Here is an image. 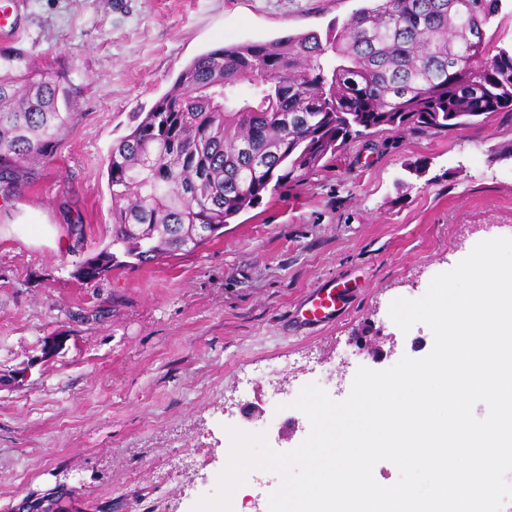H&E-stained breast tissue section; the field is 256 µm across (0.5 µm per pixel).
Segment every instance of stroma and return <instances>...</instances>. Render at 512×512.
I'll return each instance as SVG.
<instances>
[{"label": "stroma", "instance_id": "1", "mask_svg": "<svg viewBox=\"0 0 512 512\" xmlns=\"http://www.w3.org/2000/svg\"><path fill=\"white\" fill-rule=\"evenodd\" d=\"M8 44L66 76L73 130L0 197V512L57 497L72 512H191L227 463V427L269 421V445L308 435L292 408L306 364L345 399L359 367L428 355L430 328L401 332L391 302L422 297L486 227L512 237V112L455 132L382 127L326 167L238 215L192 252L129 261L98 284L75 274L112 237L106 163L198 54L222 44L325 33L358 0H7ZM343 292L334 320L300 324L315 288ZM394 353L352 363L354 340ZM54 336L63 345L46 354ZM26 369L22 383H8ZM277 475L252 472L232 512H265Z\"/></svg>", "mask_w": 512, "mask_h": 512}]
</instances>
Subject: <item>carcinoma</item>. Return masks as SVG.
Returning <instances> with one entry per match:
<instances>
[{
	"mask_svg": "<svg viewBox=\"0 0 512 512\" xmlns=\"http://www.w3.org/2000/svg\"><path fill=\"white\" fill-rule=\"evenodd\" d=\"M503 0H366L325 35L288 34L198 55L106 163L112 240L79 264L85 280L222 236L224 226L349 141L384 126L455 130L512 112V37L470 38ZM62 76L0 46V195L71 128Z\"/></svg>",
	"mask_w": 512,
	"mask_h": 512,
	"instance_id": "obj_1",
	"label": "carcinoma"
}]
</instances>
